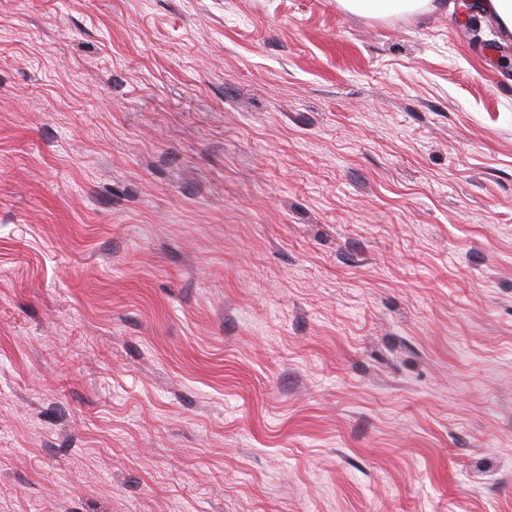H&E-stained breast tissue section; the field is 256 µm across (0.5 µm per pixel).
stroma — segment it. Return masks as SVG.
I'll list each match as a JSON object with an SVG mask.
<instances>
[{
	"mask_svg": "<svg viewBox=\"0 0 512 512\" xmlns=\"http://www.w3.org/2000/svg\"><path fill=\"white\" fill-rule=\"evenodd\" d=\"M462 4L0 0V512H512ZM343 7L352 12L382 15L388 12L416 10L430 0H339Z\"/></svg>",
	"mask_w": 512,
	"mask_h": 512,
	"instance_id": "stroma-1",
	"label": "stroma"
}]
</instances>
